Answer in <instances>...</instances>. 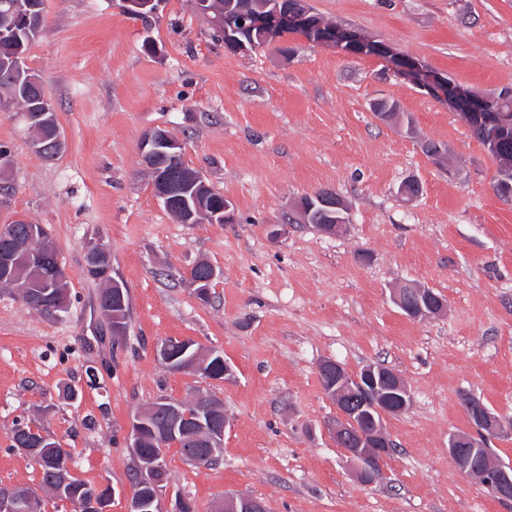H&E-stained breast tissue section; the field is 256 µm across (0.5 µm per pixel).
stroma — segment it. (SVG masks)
I'll return each instance as SVG.
<instances>
[{"instance_id": "obj_1", "label": "stroma", "mask_w": 512, "mask_h": 512, "mask_svg": "<svg viewBox=\"0 0 512 512\" xmlns=\"http://www.w3.org/2000/svg\"><path fill=\"white\" fill-rule=\"evenodd\" d=\"M325 21L389 44L461 87H512V0H306ZM27 66L55 104L66 147L36 153L15 110H0L11 149L0 227L43 225L68 275V312L33 310L0 288V485L24 486L44 512H65L40 466L12 448L17 424L59 442L72 474L112 490L126 512L135 461L131 417L157 398L209 394L227 416L218 463L165 452L163 504L212 512L225 493L269 512H512L448 455L471 431L467 394L512 418V198L497 165L447 101L375 55H351L290 32L249 54L213 37L194 0H163L140 20L123 0H45ZM385 97L411 117L378 119ZM167 129L186 166L230 198L227 224L179 223L155 197L140 141ZM448 149L437 164L422 150ZM421 192H399L407 179ZM332 190L351 207L335 235L303 223L304 196ZM282 225L281 236L270 234ZM112 250L130 295V326L113 343L85 247ZM217 278L207 299L183 279L196 263ZM417 283L447 314L411 319L394 288ZM190 340L233 373L170 372L154 346ZM397 371L412 404L389 417L393 448L372 485L358 484L326 425L336 406L320 362Z\"/></svg>"}]
</instances>
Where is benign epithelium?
I'll return each mask as SVG.
<instances>
[{"mask_svg":"<svg viewBox=\"0 0 512 512\" xmlns=\"http://www.w3.org/2000/svg\"><path fill=\"white\" fill-rule=\"evenodd\" d=\"M163 0H124L126 9L132 13H157ZM197 12L209 20L213 26L224 28L226 41L234 46L238 53L247 54L256 49L255 43L248 40L253 25L246 23L251 17L246 9L236 8L239 21L231 15L217 10L215 0H195ZM44 17L42 0H20L8 5L0 16V25L11 27L14 24L36 25ZM258 25L262 29L261 40L266 44L278 41L290 28L304 31L317 39V43L339 48L342 51L362 55L371 52L391 61L398 60L397 73L417 87L430 93H437L448 98L449 104L456 109H465L466 116L473 124L493 128L496 135L487 141L488 150L496 157L499 184L501 190L512 196V153L502 148V140L512 134V120L508 114L500 111L503 99L512 95L508 92L501 96H489L471 89L452 84L447 77L424 69L413 59L398 55L392 47L375 42L357 32L335 26H326L316 21L307 9L288 10L276 9L274 12L260 17ZM6 63L13 73L19 77H27L30 82L35 78L29 76L25 63V55L17 51L0 59ZM40 106L43 111L31 114L19 113V117L27 124H32L54 112V104L46 93H41ZM167 148L170 164L175 166L183 160L182 143L168 130L156 128L145 134L140 150L144 165L152 174V188L155 197L163 205H168L174 189L172 171L161 170L153 166L155 153L160 147ZM325 208L328 223L317 225L324 234H336L350 221L348 204L331 190H322L309 196ZM234 218V204L224 198V204L213 209L210 220L214 224H226ZM25 248L19 242L0 250V280L14 278V264L17 254ZM107 253V246L101 243L87 245L86 269L94 274L101 273L98 263ZM218 276L215 268H210L201 277H188V283L195 288L197 295L204 298L208 295L213 280ZM397 306L410 318L425 319L440 316L447 312V302L433 289L420 284L408 283L393 292ZM181 343L183 350L192 346L190 341L166 340L155 346L158 360L170 371L183 373L187 371L202 373L195 363L176 362L172 356V346ZM319 373L325 393L336 404V419L328 425L333 439L339 443H347L343 449L349 458L356 479L369 485L379 476L381 462L391 448V440L386 432L385 422L390 416L406 411L412 403V394L402 377L393 369L381 364H367L358 372L351 374L341 364L333 360H324L319 365ZM192 404L201 406V415L197 419L198 430L206 442L209 456L221 453L224 447V426L214 421L211 411L222 408V404L210 395L194 394L189 400L181 401L167 397L157 400L155 409L163 411L169 419L168 432L176 434L181 431L180 417L182 410ZM472 432L453 433L450 435L448 454L455 467L467 476L485 484L498 499L512 500V467L503 465L494 459L488 442L495 438L504 426L512 429V420H503L492 412L479 398H464ZM144 422L139 413L134 414L129 425V448L133 456L140 454L143 442L142 430ZM167 443L160 444L148 463L142 465L137 483L131 492L127 512H145L146 497L142 488L152 487L155 490L153 499L160 500L163 480L158 476L162 471L163 457ZM0 512H28L27 502L11 494L0 495ZM219 512H268L266 504L247 494L227 493Z\"/></svg>","mask_w":512,"mask_h":512,"instance_id":"1","label":"benign epithelium"}]
</instances>
